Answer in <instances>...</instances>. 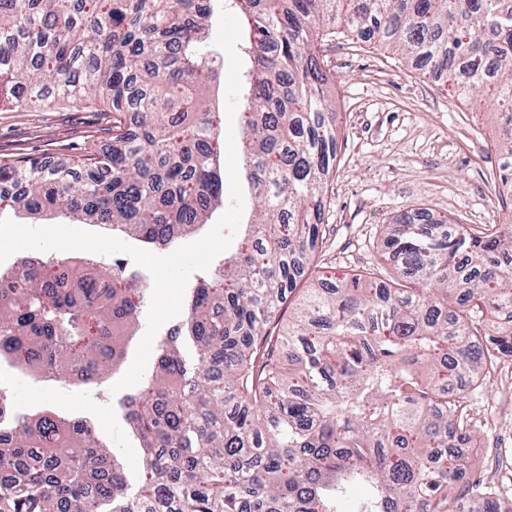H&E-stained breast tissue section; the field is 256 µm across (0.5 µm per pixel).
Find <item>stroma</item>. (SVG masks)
<instances>
[{
	"label": "stroma",
	"mask_w": 512,
	"mask_h": 512,
	"mask_svg": "<svg viewBox=\"0 0 512 512\" xmlns=\"http://www.w3.org/2000/svg\"><path fill=\"white\" fill-rule=\"evenodd\" d=\"M324 67L333 79L338 113V155L330 180L324 222L327 234L316 259L341 278L378 263H398L387 248L384 227L406 214L427 212L460 224H501L512 219V197L498 193L502 154L499 123L487 101L462 98L446 79L394 48L361 42L344 32L327 39ZM107 118L100 112H0V160L22 155L57 158L100 144ZM129 344L116 372L81 386L48 385L15 365L0 363V387L17 412L48 408L86 420L117 449L130 483L141 476V448L117 406L112 386L136 352ZM507 392L490 380L466 391L471 428L480 441L477 466L490 454L512 453V371Z\"/></svg>",
	"instance_id": "stroma-1"
}]
</instances>
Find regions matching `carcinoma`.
Returning a JSON list of instances; mask_svg holds the SVG:
<instances>
[{
  "label": "carcinoma",
  "mask_w": 512,
  "mask_h": 512,
  "mask_svg": "<svg viewBox=\"0 0 512 512\" xmlns=\"http://www.w3.org/2000/svg\"><path fill=\"white\" fill-rule=\"evenodd\" d=\"M216 2L0 0V112L109 117L103 148L1 163L0 200L149 250L206 223L223 196L206 99ZM230 2L261 247L202 272L145 385L117 402L143 448L140 484L84 420L0 419V512H501L473 480L463 387L512 358V224H391L393 274L334 280L312 252L337 157L323 40L343 27L489 97L512 188V0ZM303 279L299 311L271 331ZM148 290L120 259L0 274V358L94 383L123 360ZM353 486L366 494L347 508Z\"/></svg>",
  "instance_id": "cac0c4a2"
}]
</instances>
